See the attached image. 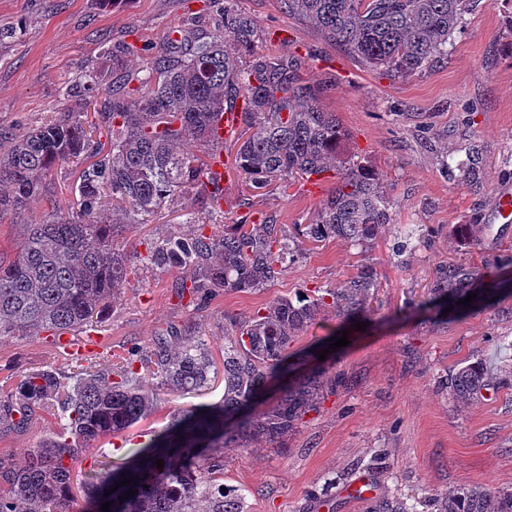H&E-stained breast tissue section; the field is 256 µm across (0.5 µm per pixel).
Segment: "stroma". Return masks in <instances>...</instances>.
<instances>
[{
  "label": "stroma",
  "instance_id": "obj_1",
  "mask_svg": "<svg viewBox=\"0 0 512 512\" xmlns=\"http://www.w3.org/2000/svg\"><path fill=\"white\" fill-rule=\"evenodd\" d=\"M237 7L257 25L256 52L300 59V79L321 88L319 105L348 132L345 156L382 176L394 223L366 244L301 241L271 286L220 292L200 309L174 295V273L141 269L101 313L100 344L83 359L61 355L43 338L0 344V395L16 386L20 371L109 369L131 343L146 350L168 326L196 327L214 363L208 382L188 391L158 389L146 418L100 439L92 456L120 467L151 438L170 437L178 414L223 400L225 316L244 319L275 297L340 287L369 263L378 288L366 330L349 331L348 345L330 350L343 325L324 311L293 344L298 379L308 371V354L327 353L323 365L336 386L317 411L275 446L260 440L222 447L208 439L209 454L224 463L225 493L238 497L240 512H365L366 502L348 499L346 490L367 476L376 499L434 512L432 498L464 485L512 490V298L444 317L422 306L437 267L448 262L474 271L481 288L512 281V237L479 234L465 243L452 235L455 225L483 224L498 188L512 186V0H470L447 58L410 78L364 68L285 14L279 0H237ZM183 16L182 0H0V124L26 128L70 110L65 85L110 70L109 45L158 43ZM473 143L485 158L476 184L460 168ZM81 169L55 168L39 204L0 217V260L14 257L23 225L40 223L49 208L75 206ZM331 187L292 180L255 192L239 179L228 192L247 199L254 213L291 226L308 223ZM191 205L190 196H174L126 227L118 246L146 252L183 223ZM475 360L491 371L495 387L461 408L443 382ZM62 428L60 419L38 411L26 430L0 434V454L36 447Z\"/></svg>",
  "mask_w": 512,
  "mask_h": 512
}]
</instances>
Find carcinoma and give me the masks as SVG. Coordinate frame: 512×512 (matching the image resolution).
<instances>
[{
	"instance_id": "obj_1",
	"label": "carcinoma",
	"mask_w": 512,
	"mask_h": 512,
	"mask_svg": "<svg viewBox=\"0 0 512 512\" xmlns=\"http://www.w3.org/2000/svg\"><path fill=\"white\" fill-rule=\"evenodd\" d=\"M237 0H210L221 13L223 29L200 36L194 12L176 26L179 39L163 37L153 47L118 44L109 48L112 66L130 56L145 57L139 85L107 71L84 77L78 102L48 122L21 130L0 124V213L24 211L39 202L52 169L86 156L93 159L79 175V199L71 212L54 211L40 224H25L15 256L0 260V342L14 337L76 331L92 325L148 265L181 277L172 288L199 302L213 294L265 288L282 271L288 228L271 217L253 220L245 212L224 234L206 233L196 214L214 210L222 190L204 181L210 151L216 146L218 114L243 97L249 108L242 123L253 133L231 161L238 177L253 189L278 180H309L332 174V192L297 236L321 242L342 238L366 242L393 223L389 197L380 176L341 157L347 133L336 115L320 108L314 88L300 81L297 59L257 54L254 20L240 12ZM284 13L317 28L361 66L406 78L422 72L448 53L467 0H280ZM105 113L110 147L106 155L85 127L83 114L93 107ZM464 174L479 182L482 151L468 149ZM177 193H189L197 211L187 233H171L154 242L147 258L115 244L131 220L157 211ZM112 198L122 219H101L103 199ZM472 273L459 264L437 269L428 305L443 313L470 293L485 301L490 291L472 287ZM377 274L364 264L343 285L314 290L292 299L281 296L246 320L228 316L224 340V403L186 414L173 426L198 429L239 413L276 377L291 369L289 349L321 311L341 322L365 316ZM155 366L160 385L169 390L196 389L212 366L195 331L169 327L156 336L147 358L132 346L116 369L64 376L50 368L29 371L16 388L0 396V433L23 431L37 409L57 403L65 432L26 448L20 457L0 455V512H66L73 499V475L94 442L119 434L153 409L156 389L143 380L141 366ZM325 373L312 371L288 387L275 405L242 418L220 434L229 442L263 437L277 443L315 409ZM453 401L469 406L492 386L480 362L468 363L445 379ZM164 461L158 468L156 460ZM102 489L108 512H240L224 494V463L198 448L176 456L147 447L132 483L118 498L112 464L97 462L91 471ZM436 512H512V492L460 487L435 499ZM368 512H414L404 502L379 500Z\"/></svg>"
}]
</instances>
